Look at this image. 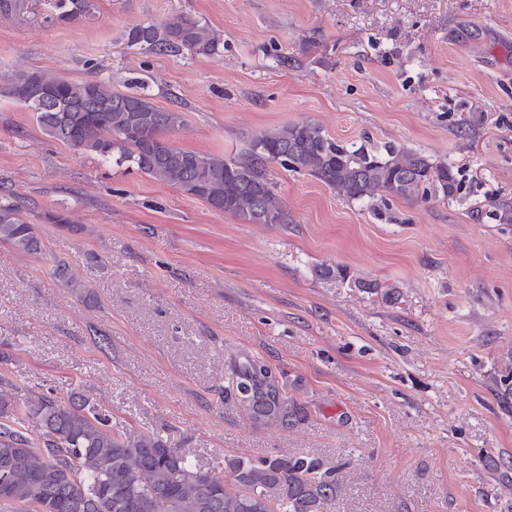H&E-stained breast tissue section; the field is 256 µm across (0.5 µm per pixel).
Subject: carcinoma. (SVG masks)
<instances>
[{
  "label": "carcinoma",
  "instance_id": "carcinoma-1",
  "mask_svg": "<svg viewBox=\"0 0 512 512\" xmlns=\"http://www.w3.org/2000/svg\"><path fill=\"white\" fill-rule=\"evenodd\" d=\"M58 25L92 14L91 0H47ZM130 48L209 53L213 31L177 15L124 33ZM33 112L41 130L79 154L135 169L249 224H286L268 165L304 172L348 201L377 197L416 203L433 190L449 196L456 180L404 146L383 150L340 143L315 122L288 124L254 136L234 157L185 150L169 138L184 113L159 109L140 94L97 79L69 80L40 70L0 84V99ZM0 243L25 254L43 243L27 212L0 198ZM63 287L80 292L82 277L56 265ZM0 373V512H324L343 488L340 467L320 458L275 455L224 459V474L192 466L177 446L149 430L112 431L110 418L75 387L65 399L26 389ZM224 403L249 419L288 428L302 421L282 377L255 356L234 358ZM41 428L37 437L23 423Z\"/></svg>",
  "mask_w": 512,
  "mask_h": 512
}]
</instances>
